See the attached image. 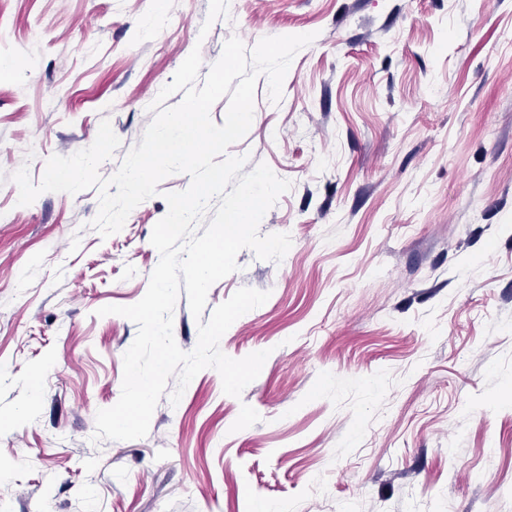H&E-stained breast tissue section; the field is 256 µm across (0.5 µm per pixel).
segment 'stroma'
<instances>
[{"mask_svg":"<svg viewBox=\"0 0 512 512\" xmlns=\"http://www.w3.org/2000/svg\"><path fill=\"white\" fill-rule=\"evenodd\" d=\"M0 0V512H512V0ZM314 34L279 102L266 76L228 152L291 182L207 309L268 292L219 347L269 350L241 397L199 372L148 434L93 441L121 395L168 212L104 238L98 191L18 205L11 176L140 144L192 50Z\"/></svg>","mask_w":512,"mask_h":512,"instance_id":"obj_1","label":"stroma"}]
</instances>
